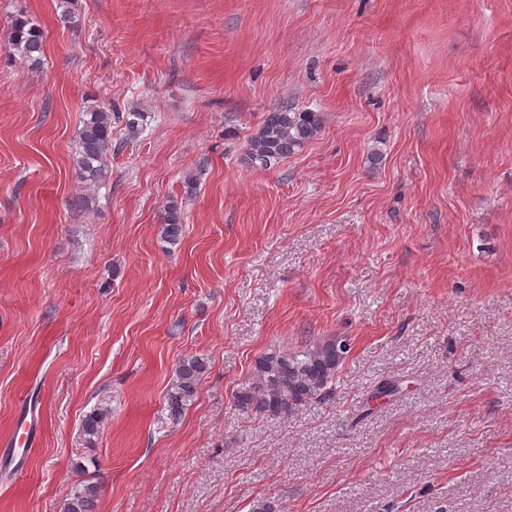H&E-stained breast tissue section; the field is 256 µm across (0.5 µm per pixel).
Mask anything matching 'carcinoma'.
<instances>
[{"mask_svg": "<svg viewBox=\"0 0 512 512\" xmlns=\"http://www.w3.org/2000/svg\"><path fill=\"white\" fill-rule=\"evenodd\" d=\"M4 52L11 60L31 69L43 63V32L37 20L25 12L12 21ZM144 114L132 109L114 112L112 106L85 110L72 155L78 181L85 186L104 184L111 175L112 126L123 127L127 139L136 138ZM322 113L288 108L266 113L261 126L245 142L241 162L250 168L267 170L301 152L322 129ZM184 232L182 206L168 201L162 214V238L180 243ZM345 351L338 340L309 344L300 350H272L255 359L248 382L235 394V405L253 416L278 417L313 401L323 399L336 380ZM209 369L208 358L194 353L177 359L174 378L167 392L171 415L181 416L195 400L199 385ZM108 410L96 408L82 420L88 440L98 437ZM99 486L89 479L76 483L61 506V512H96Z\"/></svg>", "mask_w": 512, "mask_h": 512, "instance_id": "1", "label": "carcinoma"}]
</instances>
